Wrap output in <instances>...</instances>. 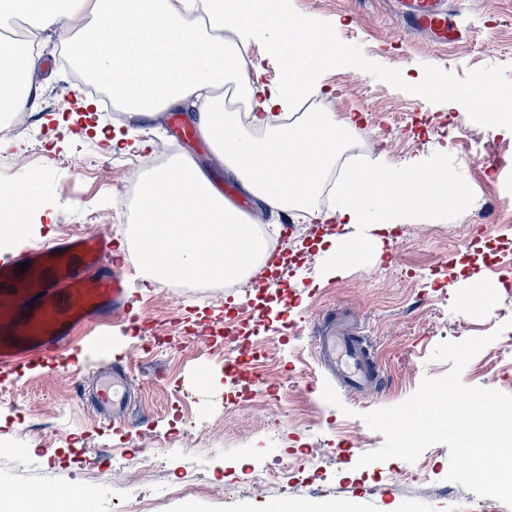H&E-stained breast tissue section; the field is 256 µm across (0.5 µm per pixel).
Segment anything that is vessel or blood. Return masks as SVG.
<instances>
[{
	"instance_id": "1",
	"label": "vessel or blood",
	"mask_w": 512,
	"mask_h": 512,
	"mask_svg": "<svg viewBox=\"0 0 512 512\" xmlns=\"http://www.w3.org/2000/svg\"><path fill=\"white\" fill-rule=\"evenodd\" d=\"M408 30L451 42L461 37L446 0H398ZM127 267L114 256L111 239L84 235L0 257V365L48 359L68 346L75 331L130 314ZM319 358L341 389L366 395L381 385L368 341L322 331ZM126 393L110 375L95 379L93 404L101 416L120 413Z\"/></svg>"
}]
</instances>
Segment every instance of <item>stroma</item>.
Listing matches in <instances>:
<instances>
[{
    "mask_svg": "<svg viewBox=\"0 0 512 512\" xmlns=\"http://www.w3.org/2000/svg\"><path fill=\"white\" fill-rule=\"evenodd\" d=\"M291 13L320 37L349 50L317 73L321 111L351 118L364 134L356 162L398 166L421 156L442 166L464 199L446 210L410 217L382 257L366 254L333 274L334 254L323 233L340 239L370 236V225L320 228L335 192L321 193L314 213H274L251 204L259 227L279 225L270 254L285 262L272 281L253 275L223 286L182 287L135 271L130 298L137 328L113 323L104 337L81 342L53 364L0 370V489L54 493L66 486L90 492L93 512H270L305 502L332 503L347 512H473L476 497L447 481L449 451L437 444L415 463L399 459L358 467L383 436L364 413L402 403L424 376L450 365L432 360L445 342L495 334L465 366L472 387L512 395V137L460 111L448 92L489 76L498 92L512 91V0H450L464 31L448 44L402 31L393 0H288ZM31 108L10 133L0 134V189L41 175L53 217L26 242L34 249L55 238L98 232L128 243L129 187L142 164L163 150L193 157L215 182L229 184L211 151L170 135L164 117L143 119L120 104L97 100L75 114L85 93L62 61L57 43L43 51ZM249 71L279 82L283 61L267 39L245 45ZM435 78L429 91L425 78ZM100 127L104 138L87 133ZM143 142L142 151L112 152L114 134ZM500 282L465 311L468 287ZM368 337L383 384L365 397L340 393L341 407L322 397L335 377L322 365L315 341L325 319ZM261 347V385L242 389L226 368L224 329ZM122 365L135 391L129 437L112 432L78 387L97 372ZM207 368L206 382L194 379ZM127 466L116 470L113 458ZM280 465L279 479L259 476Z\"/></svg>",
    "mask_w": 512,
    "mask_h": 512,
    "instance_id": "1",
    "label": "stroma"
}]
</instances>
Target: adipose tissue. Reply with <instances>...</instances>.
Returning a JSON list of instances; mask_svg holds the SVG:
<instances>
[{
    "mask_svg": "<svg viewBox=\"0 0 512 512\" xmlns=\"http://www.w3.org/2000/svg\"><path fill=\"white\" fill-rule=\"evenodd\" d=\"M29 18L34 28L25 46L0 34V112L21 117L27 110L30 79L42 62L44 38L70 33L82 37L83 66L123 97L130 112L150 118L186 102L198 104L199 130L213 154L241 190L274 210L300 206L318 189L343 145L350 120L321 113L288 127L274 125L276 111H288L317 94L324 64L346 56L344 46L316 37L284 7V0H0V21ZM269 35L283 57L279 83H262L249 73L234 42ZM234 84L249 105L259 138L243 135L224 109L225 84ZM448 198L446 174L419 158L403 166L361 169L345 180L339 202L323 221L374 225L377 234L339 243L328 236L347 267V251L381 253V232L402 223L405 214L425 211Z\"/></svg>",
    "mask_w": 512,
    "mask_h": 512,
    "instance_id": "1",
    "label": "adipose tissue"
}]
</instances>
